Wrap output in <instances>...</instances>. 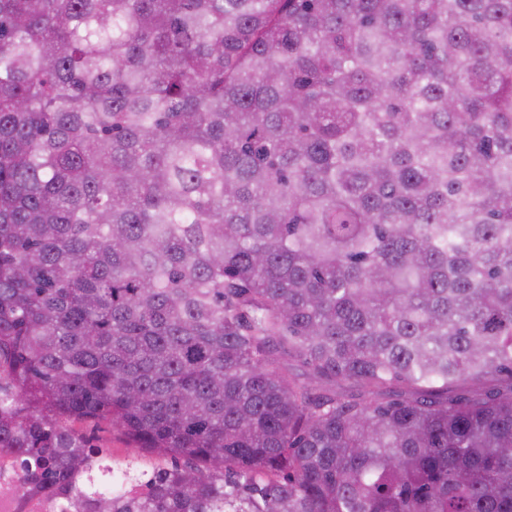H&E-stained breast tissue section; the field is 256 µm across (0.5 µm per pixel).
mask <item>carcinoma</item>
Wrapping results in <instances>:
<instances>
[{
  "mask_svg": "<svg viewBox=\"0 0 512 512\" xmlns=\"http://www.w3.org/2000/svg\"><path fill=\"white\" fill-rule=\"evenodd\" d=\"M1 451L84 512H512V0H0ZM72 426L99 449L103 462L112 465V460L125 465L136 462L143 466L150 457L130 443L112 423L102 420H86L72 423Z\"/></svg>",
  "mask_w": 512,
  "mask_h": 512,
  "instance_id": "obj_1",
  "label": "carcinoma"
}]
</instances>
